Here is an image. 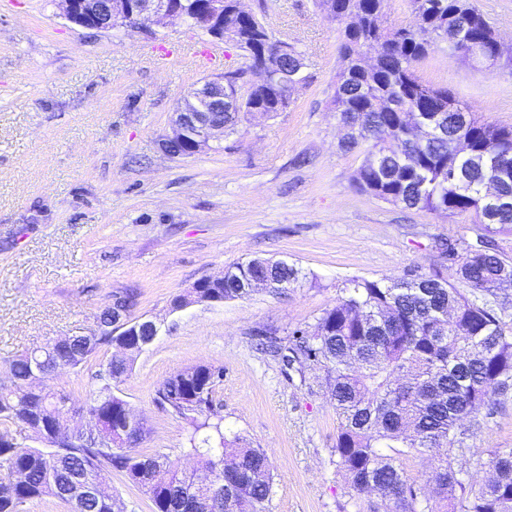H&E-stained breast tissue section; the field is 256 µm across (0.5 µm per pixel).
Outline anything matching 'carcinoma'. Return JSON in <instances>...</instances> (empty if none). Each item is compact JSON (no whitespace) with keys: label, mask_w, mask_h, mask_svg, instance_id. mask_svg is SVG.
Segmentation results:
<instances>
[{"label":"carcinoma","mask_w":512,"mask_h":512,"mask_svg":"<svg viewBox=\"0 0 512 512\" xmlns=\"http://www.w3.org/2000/svg\"><path fill=\"white\" fill-rule=\"evenodd\" d=\"M387 2L316 0L340 25L336 111L344 124L356 127L345 150L365 153L354 183L410 209L479 212L489 234L511 231L512 168L499 178L500 195L509 203L486 201L478 191L489 172L474 159L457 158L453 145L468 136L479 153L512 154V130L477 121L469 106L416 73L436 43V31L447 35L452 58L492 28L468 0H409L415 24L388 29L382 23ZM228 38L247 53V63L224 78L237 84L253 77L245 111H284L301 53L292 45L281 51V40L252 14L236 15ZM416 120L429 126L423 141L409 136ZM445 252L454 263L452 277L464 289L437 273L354 280L312 329H295L286 345L271 335L266 343L275 353L288 351L290 365L324 369L340 419L336 466L357 494L370 482L393 512H512V448L488 450L483 465L490 476L476 491L469 472L457 465L469 451L464 421L483 408L493 412L500 398L512 394V326L499 315L508 297L497 287L512 273V262L483 235L474 245L450 242ZM300 276L292 265L249 261L222 280L205 282L202 294L216 301L241 299L252 295L242 285L247 279L264 278L283 290ZM111 309L109 303L97 314V330L80 341L11 360V384L0 385V422L31 433L45 447L25 446L13 441L9 429L0 430V512H19L45 497L70 505L71 512H124V503L110 494L88 501L69 491L74 475L100 483L105 470L121 473L150 500L153 512H265L273 486L268 458L238 437L224 440L214 407L215 388L224 378L220 367L196 365L171 375L157 387L156 401L185 419L217 418L193 424L196 431L210 426L214 436L198 444L193 435L190 444L200 468L212 474L232 462L222 502L165 455L114 448L73 431L69 398L47 381L58 369L82 366L102 347L119 346L120 337L105 325ZM131 360L130 354L113 355L90 390V408L109 433L127 406L112 383L127 373ZM415 456L438 459L421 485L403 467Z\"/></svg>","instance_id":"cac0c4a2"}]
</instances>
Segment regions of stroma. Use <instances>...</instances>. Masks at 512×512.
I'll return each instance as SVG.
<instances>
[{
	"label": "stroma",
	"mask_w": 512,
	"mask_h": 512,
	"mask_svg": "<svg viewBox=\"0 0 512 512\" xmlns=\"http://www.w3.org/2000/svg\"><path fill=\"white\" fill-rule=\"evenodd\" d=\"M497 32L494 64L448 55L438 43L416 66L479 120L512 128V0H472ZM303 57V83L285 111L241 114L214 150L189 159L161 148L171 118L211 69L158 68L152 48L208 42L176 20L108 30L65 19L60 0H0V372L17 355L95 330L115 293L131 318L161 333L136 355L115 392L150 430L137 450L181 468L196 458L184 418L154 401L158 385L193 365L223 368L215 395L224 436L262 449L273 474L266 512H370L336 466L339 419L316 366L296 369L263 350L314 325L354 279L441 271L444 239L476 240L469 213L448 215L380 200L352 183L362 151L332 105L339 26L314 0H243ZM254 258L301 269L294 287L172 308L201 278ZM113 355L56 371L51 387L86 406L93 376ZM460 463L481 486L486 449L512 448V398L470 431Z\"/></svg>",
	"instance_id": "1"
}]
</instances>
